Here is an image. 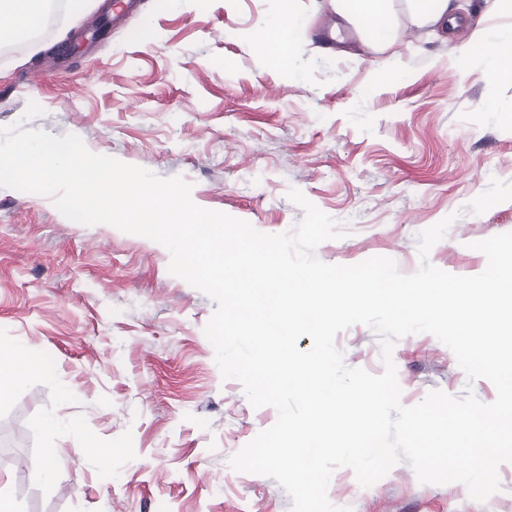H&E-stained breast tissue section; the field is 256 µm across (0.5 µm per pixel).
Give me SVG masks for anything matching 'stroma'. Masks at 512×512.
I'll use <instances>...</instances> for the list:
<instances>
[{
	"label": "stroma",
	"instance_id": "obj_1",
	"mask_svg": "<svg viewBox=\"0 0 512 512\" xmlns=\"http://www.w3.org/2000/svg\"><path fill=\"white\" fill-rule=\"evenodd\" d=\"M84 2L46 38L0 28V126L72 133L93 153L184 177L196 205L265 234L302 219L287 196L297 188L345 232L318 246L327 264L385 256L415 273L419 234L451 215L428 260L474 276L487 258L472 242L512 232V81L493 78L473 49L485 30L512 24L495 0H451L459 24L437 30L392 0V35L353 21L331 47L316 37L337 16L331 0H294L303 24L289 72L255 46L280 0H140L99 38L109 0ZM378 70L399 77L377 85ZM32 102L42 113L30 118ZM169 262L146 237L0 187V344L21 343L44 369L0 400V426L16 430L24 458L0 464L19 512H292L274 479L224 476L277 411L252 407L222 377L204 334L215 304ZM335 345L347 366L383 372L370 327ZM392 357L404 405L433 390L496 397L431 334L401 338ZM48 418L78 421L120 451L100 467L74 432H45ZM498 476L500 491L480 503L462 483L420 482L405 461L368 487L342 466L327 497L342 512H512V463Z\"/></svg>",
	"mask_w": 512,
	"mask_h": 512
}]
</instances>
